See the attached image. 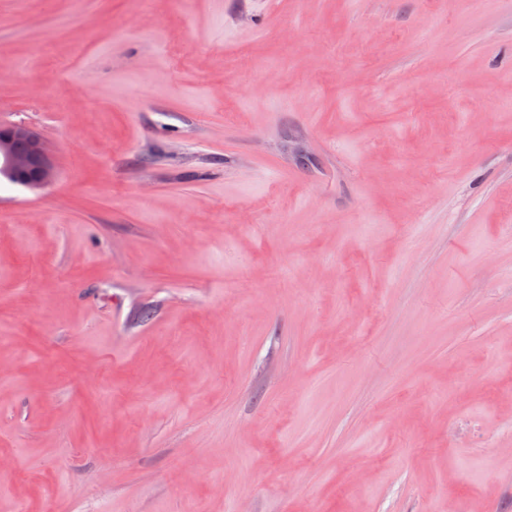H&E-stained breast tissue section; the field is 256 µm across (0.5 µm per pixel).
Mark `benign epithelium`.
Segmentation results:
<instances>
[{
  "label": "benign epithelium",
  "mask_w": 512,
  "mask_h": 512,
  "mask_svg": "<svg viewBox=\"0 0 512 512\" xmlns=\"http://www.w3.org/2000/svg\"><path fill=\"white\" fill-rule=\"evenodd\" d=\"M0 166L18 185L33 192L55 178L54 165L41 139L23 125H0Z\"/></svg>",
  "instance_id": "1"
}]
</instances>
